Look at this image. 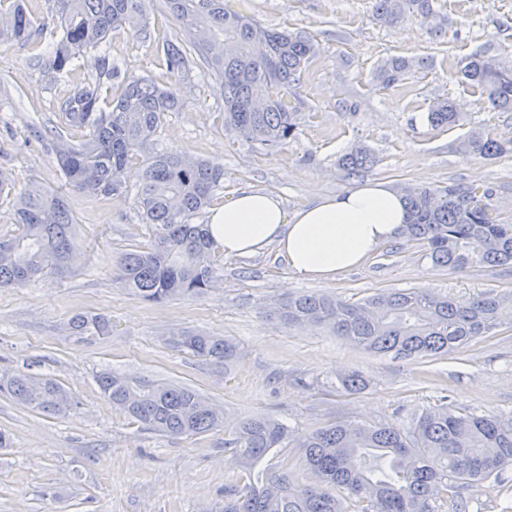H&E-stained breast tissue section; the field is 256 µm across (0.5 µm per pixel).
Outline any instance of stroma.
I'll return each instance as SVG.
<instances>
[{"instance_id": "1", "label": "stroma", "mask_w": 512, "mask_h": 512, "mask_svg": "<svg viewBox=\"0 0 512 512\" xmlns=\"http://www.w3.org/2000/svg\"><path fill=\"white\" fill-rule=\"evenodd\" d=\"M232 10L266 27L303 32L316 54L288 95L298 114L294 139L275 150L225 131L224 100L215 78L193 63L179 111L159 131L163 146L223 164L220 199L243 189L276 193L287 213L382 179L492 187L503 221L512 222V157L486 159L457 151L473 127L512 134V112L491 110L479 89L458 74L461 59L490 51L512 62V0H435V16L417 13L390 27L373 17L372 0H226ZM151 37L114 31L112 59L121 71L166 83L162 41L177 26L165 0L150 4ZM413 66L397 86L376 84L384 59ZM68 79L50 83L29 47L0 45V170L17 187L38 184L64 193L76 221L79 258L65 274L0 289V373L51 377L79 406L50 416L0 393V512H224V488L241 470L224 449V434L172 438L148 433L103 397L95 376L104 369L158 383L186 385L222 409L227 423L251 415L281 420L296 435L346 419L407 423L422 409L448 399L457 411L512 410V326L501 342L476 341L455 358L421 363L366 352L329 329L291 327L270 308L304 292L359 300L391 288H424L457 300L494 291L512 295V268L432 265L422 247L403 237L383 245L362 267L320 283L293 276L275 247L223 259L222 278L202 298L142 301L113 280L125 250L146 247L150 233L132 195L97 203L68 189L47 137L58 123L53 110ZM454 100L461 120L453 129L427 122L433 98ZM357 145L377 164L356 175L337 164ZM100 314L108 336L70 335L69 319ZM231 339L230 365L174 348L182 330ZM360 372L366 389L346 395L336 379Z\"/></svg>"}]
</instances>
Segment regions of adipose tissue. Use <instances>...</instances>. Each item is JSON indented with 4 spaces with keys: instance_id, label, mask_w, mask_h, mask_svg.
<instances>
[{
    "instance_id": "obj_1",
    "label": "adipose tissue",
    "mask_w": 512,
    "mask_h": 512,
    "mask_svg": "<svg viewBox=\"0 0 512 512\" xmlns=\"http://www.w3.org/2000/svg\"><path fill=\"white\" fill-rule=\"evenodd\" d=\"M407 219L400 192L372 180L287 214L280 197L268 191H243L213 209V238L228 257L275 245L296 277L331 281L360 266L400 233Z\"/></svg>"
}]
</instances>
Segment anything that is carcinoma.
<instances>
[{
  "instance_id": "obj_1",
  "label": "carcinoma",
  "mask_w": 512,
  "mask_h": 512,
  "mask_svg": "<svg viewBox=\"0 0 512 512\" xmlns=\"http://www.w3.org/2000/svg\"><path fill=\"white\" fill-rule=\"evenodd\" d=\"M55 40L32 41L37 18L25 0H0V44L32 43L34 59L50 82L73 74L89 50L101 52L99 74L83 78L58 99L62 129L51 148L66 184L96 199L127 191L136 171V204L151 231L146 250L125 252L115 281L136 297L163 302L207 294L220 278L218 246L205 210L217 199L224 167L158 148L157 133L167 113L181 105L180 86L191 79L188 50L215 77L224 98V129H250L248 141L275 150L295 137L297 115L289 111L288 89L299 81L315 45L301 33L278 31L230 10L225 0H166L180 34L163 44L169 84L121 74L108 43L112 31L129 28L149 35L148 0H54ZM375 18L395 25L410 12L435 15L433 0H374ZM411 63L384 60L376 80L391 86ZM461 76L484 94L488 106L512 112V68L475 54L459 63ZM459 113L447 97L431 101L427 121L434 129L458 125ZM465 155L512 156V136L472 128L459 142ZM352 175L377 163L363 146L340 158ZM408 213L401 235L418 242L434 266L450 271L512 266V224L503 223L491 205L490 188H400ZM13 196L19 233L0 239V288L23 286L46 270L59 273L77 260L72 227L76 224L63 196L41 186L19 191L0 171V195ZM512 300L484 292L456 301L420 289H390L352 302L323 293L300 295L278 315L290 326L322 324L334 335L377 355L433 360L467 348L479 337L496 335L512 318ZM74 336H107L112 322L104 316L73 317ZM175 347L197 357L230 365L236 344L224 337L184 331ZM340 388L357 394L365 388L358 372L338 378ZM112 407L147 432L197 436L224 430L230 451L245 475L241 485L224 489V512H466L465 486L492 480L505 486L512 512V488L504 477L512 467V414L459 413L445 402L424 408L409 425L366 424L338 420L294 437L277 420L250 416L227 426L223 411L197 391L104 371L97 377ZM0 392L50 415H63L79 404L59 382L24 372L0 374ZM280 464L258 469L270 453ZM303 466L312 477L296 484L289 470Z\"/></svg>"
}]
</instances>
